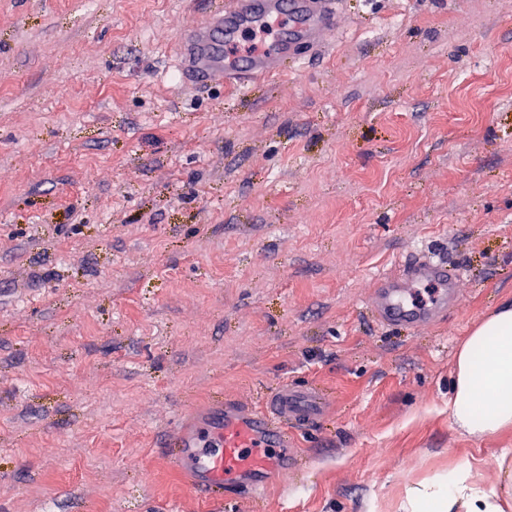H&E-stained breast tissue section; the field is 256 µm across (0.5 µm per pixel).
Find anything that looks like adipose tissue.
<instances>
[{"instance_id": "adipose-tissue-1", "label": "adipose tissue", "mask_w": 512, "mask_h": 512, "mask_svg": "<svg viewBox=\"0 0 512 512\" xmlns=\"http://www.w3.org/2000/svg\"><path fill=\"white\" fill-rule=\"evenodd\" d=\"M448 413L462 431L482 438L512 427V300L485 315L460 345L448 393ZM495 488L478 487L456 469L410 490V512H503Z\"/></svg>"}]
</instances>
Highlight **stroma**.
I'll return each mask as SVG.
<instances>
[{"label":"stroma","mask_w":512,"mask_h":512,"mask_svg":"<svg viewBox=\"0 0 512 512\" xmlns=\"http://www.w3.org/2000/svg\"><path fill=\"white\" fill-rule=\"evenodd\" d=\"M317 53L243 91L176 71L224 0H0V512H405L503 483L448 389L512 297V0H336ZM94 179H87V171ZM431 251L461 298L413 330L376 278ZM328 402L263 498L166 457L215 393ZM504 494L496 488H480L469 470L448 471L410 490V512H503Z\"/></svg>","instance_id":"stroma-1"}]
</instances>
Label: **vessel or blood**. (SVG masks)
<instances>
[{
  "label": "vessel or blood",
  "instance_id": "1",
  "mask_svg": "<svg viewBox=\"0 0 512 512\" xmlns=\"http://www.w3.org/2000/svg\"><path fill=\"white\" fill-rule=\"evenodd\" d=\"M335 14L334 0H225L224 8L195 23L184 35L178 67L188 84L203 86L215 79L243 88L280 73L294 55V42L319 49ZM292 17L291 36H276L260 50L239 54L238 41L257 24ZM459 300L458 274L433 254L416 256L399 274L376 279L371 306L381 323L423 327L442 318ZM215 414L193 427H179L169 446L178 466L188 468L190 488L203 499H219L227 485L243 484L254 495L265 489L264 471L296 465L287 426L317 418L321 395L310 388L283 386L269 406L256 411L215 395Z\"/></svg>",
  "mask_w": 512,
  "mask_h": 512
}]
</instances>
